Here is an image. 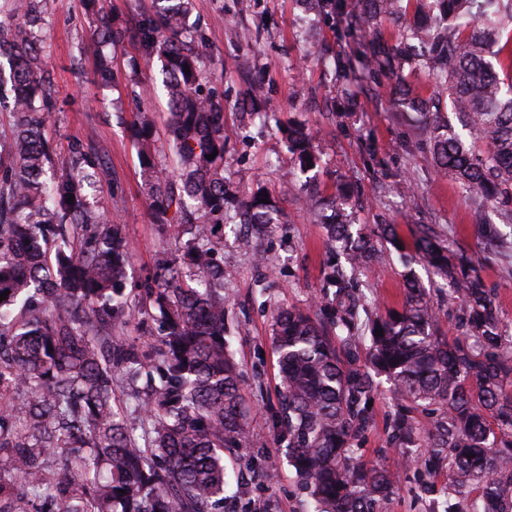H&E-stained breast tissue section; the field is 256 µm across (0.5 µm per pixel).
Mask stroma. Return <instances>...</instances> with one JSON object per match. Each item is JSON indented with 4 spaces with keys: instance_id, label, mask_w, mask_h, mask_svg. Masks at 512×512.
<instances>
[{
    "instance_id": "35a3bbf8",
    "label": "stroma",
    "mask_w": 512,
    "mask_h": 512,
    "mask_svg": "<svg viewBox=\"0 0 512 512\" xmlns=\"http://www.w3.org/2000/svg\"><path fill=\"white\" fill-rule=\"evenodd\" d=\"M156 0H42L40 39L48 60L56 108L43 132L58 163L68 162L75 145L95 135L108 152V168L91 198L117 215L133 248L132 274L143 278L163 259H174L179 244L153 224L145 194L146 175L133 135L142 112L163 124L167 100L160 62L132 71L139 52L128 42L112 53V81L96 78L99 47L91 34L98 19L124 23L153 13ZM193 36L205 50L204 89L224 95V175L243 188L263 187L287 217L264 246L269 268L255 267L248 250L225 236L224 282L229 301L225 327L242 376L253 420L246 447L225 454L240 471L234 512H307L309 496L289 466L274 429L278 369L271 350L270 320L275 305L312 310L320 297L322 271L331 260L322 225L299 203L302 181L293 165L283 127L319 125L322 157L320 190L331 194L348 185L355 191L354 223L374 228L396 225L413 241L418 225H432L442 245L477 261L512 336V199L480 204L421 145L414 123L391 110L386 83L355 82L353 103L334 112L343 86L325 56L359 49V31L339 20L306 10L302 0H192ZM506 243L490 253L477 231L474 207ZM358 293L378 314L404 299L403 267L395 252L356 274ZM398 409L387 389L373 401V424L359 441L353 461L399 472L401 481L389 512H444L455 501L443 468H425L420 443L388 445L389 425Z\"/></svg>"
}]
</instances>
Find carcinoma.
<instances>
[{"instance_id":"carcinoma-1","label":"carcinoma","mask_w":512,"mask_h":512,"mask_svg":"<svg viewBox=\"0 0 512 512\" xmlns=\"http://www.w3.org/2000/svg\"><path fill=\"white\" fill-rule=\"evenodd\" d=\"M40 2L10 0L25 26H0V109L13 117L0 161V293L9 291L0 301V512H224V451L246 442L251 412L228 348L226 273L213 238L233 224L265 264L262 243L281 211L224 177V97L202 91L201 55L182 39L189 0H158L155 13L126 25L100 19V41L133 40L145 63L161 62L164 136L182 176L177 194L151 151L154 121L143 116L135 134L152 213L184 243L178 261H162L137 293L126 292L132 248L123 225L86 196L104 150L90 137L55 168L42 132L55 100L34 31ZM307 2L329 19L341 10L340 0ZM403 2L359 0L347 21L362 32V55L335 57L337 75L387 79L391 107L417 115L438 167L485 200L512 197V0H413V22L400 26ZM418 71L429 79L420 89L406 77ZM285 135L297 169L318 171V131ZM306 203L337 256L322 272L327 301L316 315L274 309L271 349L279 438L311 512H388L399 475L351 456L373 420L375 374L396 400L438 411L423 433L424 465L448 469L453 491L471 499L468 512H512V339L480 266L449 253L428 227L409 251L393 224L356 228L342 191L314 188ZM389 249L405 268V303L363 322L353 276ZM417 265L450 286L459 335L439 334L440 308ZM364 326L368 370L355 359L354 332ZM140 380L142 390L116 395L117 383ZM414 433L402 417L389 443L403 448Z\"/></svg>"}]
</instances>
